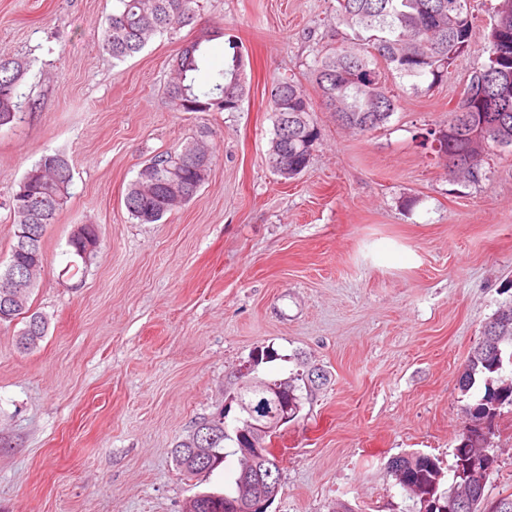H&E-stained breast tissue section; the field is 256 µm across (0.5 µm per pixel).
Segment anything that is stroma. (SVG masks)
I'll return each mask as SVG.
<instances>
[{
    "mask_svg": "<svg viewBox=\"0 0 512 512\" xmlns=\"http://www.w3.org/2000/svg\"><path fill=\"white\" fill-rule=\"evenodd\" d=\"M499 0H470L474 44L447 79L383 71L398 107L380 129L339 125L311 74L336 27V0H198L192 25L117 61L98 46L116 0H0V56L27 63L23 119L0 129V270L16 227L9 200L43 154L73 171L44 238L31 297L48 332L22 353V320L0 324V512H184L220 493L225 467L181 479L172 456L196 422L236 393L258 348L262 378L298 359L321 366L294 422L271 442L282 468L270 512H406L388 460L421 451L453 462L472 395L458 388L485 324L512 305V151L490 149L477 182H450L425 145L473 71ZM208 84L226 37L241 41L249 88L236 112H176L170 63L203 29ZM298 81L318 131L309 167L285 180L267 163L270 91ZM209 128L215 163L185 206L154 224L124 196L144 163ZM78 224L100 250L69 270ZM485 493L512 494V410L497 420Z\"/></svg>",
    "mask_w": 512,
    "mask_h": 512,
    "instance_id": "1",
    "label": "stroma"
}]
</instances>
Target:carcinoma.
<instances>
[{
    "label": "carcinoma",
    "instance_id": "cac0c4a2",
    "mask_svg": "<svg viewBox=\"0 0 512 512\" xmlns=\"http://www.w3.org/2000/svg\"><path fill=\"white\" fill-rule=\"evenodd\" d=\"M117 6L102 25L99 45L117 60L141 52L159 33L191 22L196 0H116ZM336 24L351 30L371 32L363 47L350 44L331 46L313 61L312 71L323 105L336 114L342 126L367 133L386 124L396 109L394 96L382 83L378 62L399 77L425 78L436 84L447 78L448 69L472 44L474 27L468 0H337ZM508 26L486 34L489 62L472 73L466 89L474 90L465 112L449 111L448 130L426 132L425 139L444 140L445 168L452 181H476L481 175L483 156L463 153L470 134L477 128L488 131L493 140L512 143V0H500L496 19ZM214 30L207 29L185 43L172 61L167 96L176 112H236L246 94L243 53L238 40L227 39L224 68L211 85L196 84L207 62L205 43ZM26 74L24 64L0 58V128L22 119L21 92ZM274 113L268 163L282 178L300 175L311 162L318 132L310 119L312 106L301 84L291 78L277 80L271 90ZM186 143L180 152L155 154L130 184L124 204L129 215L141 224L160 221L165 214L193 199L203 181L197 170L210 172L214 154L206 138ZM73 173L68 160L59 153L45 154L18 184L41 207L29 210L19 196H12L9 209L17 224L15 243L8 266L0 271V297L13 296L11 315L0 322L25 320L18 345L35 347L48 330L47 319L31 309L34 280L45 262L43 240L49 225L71 197ZM311 364L301 360L288 376V401L292 411L302 409ZM482 378L484 391L469 405L470 419L495 424L505 406L512 407V306L499 309L484 326L482 336L471 349L460 389L468 393ZM240 399L262 424L272 425L278 417L277 396L250 386ZM235 417L205 418L195 431L173 449L178 472L184 476L202 473L224 462L226 442L240 445L232 429ZM453 463L443 471L439 458L412 452L396 455L387 463L393 485L413 501L412 512H422V502L440 503L437 512H495L485 496L486 483L471 474L480 461L482 436L465 427L456 437ZM208 447L211 453L197 459L194 449ZM195 512H224V499L204 494L195 499Z\"/></svg>",
    "mask_w": 512,
    "mask_h": 512
}]
</instances>
